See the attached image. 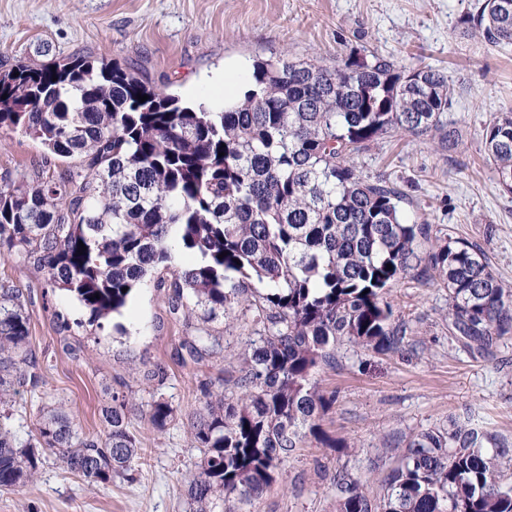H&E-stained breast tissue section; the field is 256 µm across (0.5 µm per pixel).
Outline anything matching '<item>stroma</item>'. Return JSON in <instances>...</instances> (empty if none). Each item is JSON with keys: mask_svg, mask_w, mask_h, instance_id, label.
<instances>
[{"mask_svg": "<svg viewBox=\"0 0 512 512\" xmlns=\"http://www.w3.org/2000/svg\"><path fill=\"white\" fill-rule=\"evenodd\" d=\"M476 2L0 0V72L66 57L113 59L154 87L219 111L225 67L258 56L332 65L374 50L401 66L439 70L455 89L445 114L458 132L455 144H442L435 131L398 133L371 144L358 164L403 193L416 223L476 244L512 288V194L499 187L482 143L485 122L512 109V44L493 46L465 32L460 20ZM45 164L59 172L74 161L48 156L30 136L0 131V182ZM0 281L23 292L39 364L38 383L13 397L8 426L18 439L28 438L42 408L59 405L85 432L102 433L101 410L116 395L142 403L161 397L177 414L161 432L134 416L142 454L128 479L102 486L49 464L35 483L0 490V512H186L184 480L197 457L189 425L204 390L231 386L238 376L255 333L249 317L210 321L224 354L198 363L177 356L187 331L155 277L100 327L18 256L0 257ZM388 299L406 328L402 350L346 345L335 367L319 375L322 390L336 395L321 424L337 447L306 440L243 512H336L331 478L339 471L360 477L379 497L410 439L448 427L453 417L512 443V336L488 352L462 348L448 331V290L436 278L407 277Z\"/></svg>", "mask_w": 512, "mask_h": 512, "instance_id": "1", "label": "stroma"}]
</instances>
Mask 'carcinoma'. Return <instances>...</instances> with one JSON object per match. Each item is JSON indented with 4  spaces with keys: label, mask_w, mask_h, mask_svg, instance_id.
I'll return each mask as SVG.
<instances>
[{
    "label": "carcinoma",
    "mask_w": 512,
    "mask_h": 512,
    "mask_svg": "<svg viewBox=\"0 0 512 512\" xmlns=\"http://www.w3.org/2000/svg\"><path fill=\"white\" fill-rule=\"evenodd\" d=\"M462 24L494 46L512 44V9L496 0L476 4ZM252 78L239 104L213 111L117 62L66 58L0 73V130L79 160L0 185V250L43 270L91 324L121 312L162 268L171 279L156 287L172 289V314L187 295L195 312L248 314L258 327L234 390L206 395L191 423L190 512H238L271 487L305 437L323 440L320 421L335 398L320 390L319 372L345 342L403 346L388 291L408 275L443 281L463 348L512 334V290L485 254L463 238H431L430 225L409 221L400 191L357 166L372 142L399 132L455 140L444 121L447 76L371 53L333 67L257 57ZM483 145L512 193L511 110L486 123ZM179 347L196 361L223 350L199 324ZM37 367L22 292L0 285V406L38 382ZM143 411L158 430L175 418L161 397L143 407L114 395L101 435L83 432L61 406L24 443L0 427V488L36 480L50 459L96 484L128 478L139 452L131 417ZM333 486L336 512H512V450L484 427L454 421L408 443L380 499L348 472Z\"/></svg>",
    "instance_id": "carcinoma-1"
}]
</instances>
